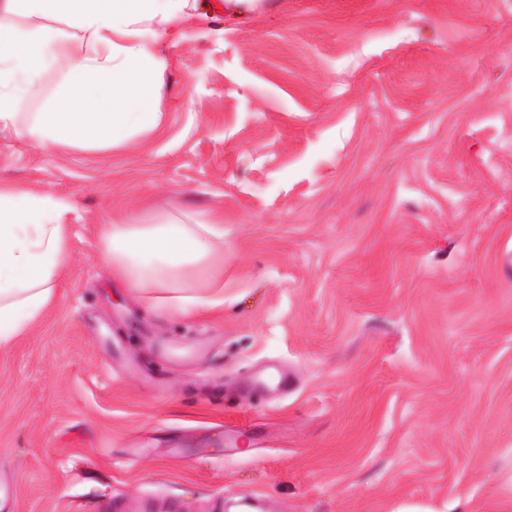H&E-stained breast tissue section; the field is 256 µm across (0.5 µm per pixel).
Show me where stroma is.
<instances>
[{"instance_id":"1","label":"stroma","mask_w":512,"mask_h":512,"mask_svg":"<svg viewBox=\"0 0 512 512\" xmlns=\"http://www.w3.org/2000/svg\"><path fill=\"white\" fill-rule=\"evenodd\" d=\"M165 50L125 150L0 133L77 207L0 351V512H512V0H271ZM145 201L223 208V311L112 281Z\"/></svg>"}]
</instances>
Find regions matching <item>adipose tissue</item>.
<instances>
[{
    "label": "adipose tissue",
    "instance_id": "adipose-tissue-1",
    "mask_svg": "<svg viewBox=\"0 0 512 512\" xmlns=\"http://www.w3.org/2000/svg\"><path fill=\"white\" fill-rule=\"evenodd\" d=\"M212 11L198 0H0V129L46 153H113L162 121L161 41ZM58 70L47 93L41 78ZM41 103L38 112L25 102ZM71 200L0 182V349L52 307L69 258ZM113 280L171 318L224 306V212H131L103 225Z\"/></svg>",
    "mask_w": 512,
    "mask_h": 512
}]
</instances>
